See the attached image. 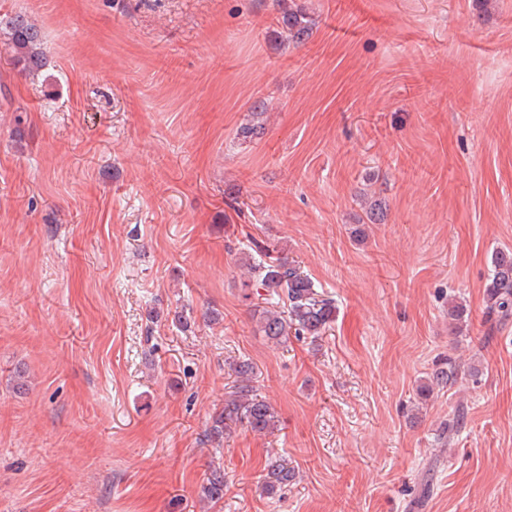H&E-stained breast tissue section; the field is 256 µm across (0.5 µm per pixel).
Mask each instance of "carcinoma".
Instances as JSON below:
<instances>
[{"instance_id": "1", "label": "carcinoma", "mask_w": 512, "mask_h": 512, "mask_svg": "<svg viewBox=\"0 0 512 512\" xmlns=\"http://www.w3.org/2000/svg\"><path fill=\"white\" fill-rule=\"evenodd\" d=\"M278 37L284 44H297L309 37L314 26L310 16L301 10L286 6V0H276ZM0 34L5 45L21 64L23 71L31 73L43 65V35L41 29L28 17L15 14L0 18ZM249 279L245 288H254L255 295L265 298L267 306H256V332L274 345L285 341L290 334L316 338L330 327L336 316V306L330 299L318 298L312 280L295 262L281 256H268L259 263L246 262ZM283 304V309L271 301ZM512 320V250L501 249L491 256V270L486 285L485 321L489 323L486 340L493 339L496 331ZM238 386L224 400V407L212 414L205 431L208 441L219 442L240 425L255 434H269L277 427V416L272 405L254 394L252 363L241 360L234 364ZM459 369L456 361L448 358L430 373L427 382L418 390V396L434 388H447L456 384ZM297 478L294 466L280 457L271 460L258 480L260 490L271 496ZM226 480L219 466L211 468L199 493L200 501L216 505L224 500Z\"/></svg>"}]
</instances>
